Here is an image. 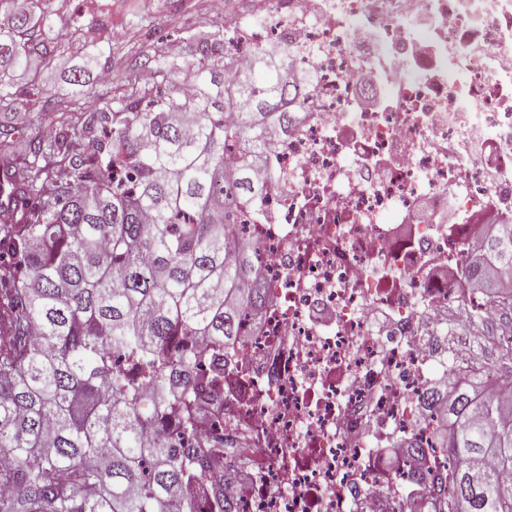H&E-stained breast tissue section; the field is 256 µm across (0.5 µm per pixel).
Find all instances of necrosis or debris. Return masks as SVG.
I'll return each mask as SVG.
<instances>
[{
	"mask_svg": "<svg viewBox=\"0 0 512 512\" xmlns=\"http://www.w3.org/2000/svg\"><path fill=\"white\" fill-rule=\"evenodd\" d=\"M239 48L303 73L269 137L259 208L228 232L267 290L244 313L215 429L240 448L236 512H397L449 473L424 395L480 376L447 331L453 304L500 308L459 271L488 223H512V0H217Z\"/></svg>",
	"mask_w": 512,
	"mask_h": 512,
	"instance_id": "obj_1",
	"label": "necrosis or debris"
}]
</instances>
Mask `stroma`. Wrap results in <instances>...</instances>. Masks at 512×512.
<instances>
[{"mask_svg": "<svg viewBox=\"0 0 512 512\" xmlns=\"http://www.w3.org/2000/svg\"><path fill=\"white\" fill-rule=\"evenodd\" d=\"M30 9L50 20L51 47L46 56L33 60L27 71L16 74L15 90L24 93L34 86L44 95H53L66 88L73 70L82 65L88 43L103 51L97 71L91 72L83 93L76 96L79 111L67 115L74 123L82 120L83 107L103 106L137 86L142 63L166 53L169 41L181 47L176 79L184 81L193 75L199 57L198 33L218 27L208 0H0V23L15 12ZM76 16L81 19L77 28L71 25ZM509 328L512 308L502 315L499 325L466 318L451 326L450 332L472 355L512 373V362L501 363L500 348L493 341L498 330Z\"/></svg>", "mask_w": 512, "mask_h": 512, "instance_id": "stroma-1", "label": "stroma"}]
</instances>
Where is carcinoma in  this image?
<instances>
[{"instance_id":"carcinoma-1","label":"carcinoma","mask_w":512,"mask_h":512,"mask_svg":"<svg viewBox=\"0 0 512 512\" xmlns=\"http://www.w3.org/2000/svg\"><path fill=\"white\" fill-rule=\"evenodd\" d=\"M45 24L32 13L1 24L0 61L27 69L47 49ZM234 39L199 37L191 91L170 81L175 60L155 59L152 83L59 122L22 157L18 130L0 129V202L17 215L0 225L14 258L0 265V512H200L194 490L228 482L207 471L224 437L195 438L198 395L224 387V349L266 288L226 226L262 197L252 163L294 115L287 66L259 47L224 86L228 59L215 54ZM13 88L0 71V103L17 101ZM236 141L244 158L228 171ZM462 275L512 305V223L493 225ZM158 377L146 409L142 384ZM435 395L455 466L421 512H512L503 401L472 384Z\"/></svg>"}]
</instances>
